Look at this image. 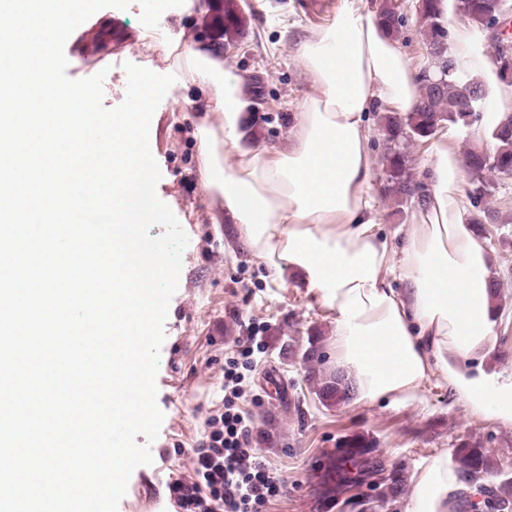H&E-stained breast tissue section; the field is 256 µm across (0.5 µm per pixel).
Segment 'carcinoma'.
Here are the masks:
<instances>
[{
  "instance_id": "carcinoma-1",
  "label": "carcinoma",
  "mask_w": 512,
  "mask_h": 512,
  "mask_svg": "<svg viewBox=\"0 0 512 512\" xmlns=\"http://www.w3.org/2000/svg\"><path fill=\"white\" fill-rule=\"evenodd\" d=\"M501 0H456L455 10L461 16L482 26H490L499 13ZM416 14L421 18L428 54L448 66L443 80L432 73L420 76L419 100L412 112L404 115L390 112L384 117L382 132L385 137L384 181L382 194L396 207L427 205V195L411 167L407 146L415 141H428L435 137L444 125L467 124L469 109L478 103L484 93L478 83L464 79L465 73L457 70L453 59L447 58L448 30L439 22L440 0H417ZM378 19L391 31L398 30L404 20L399 0H381L377 9ZM242 20L236 13L235 0H224V37L233 41L240 32ZM493 62L501 78L512 77V57L503 56L501 41L495 40ZM473 121L478 122L482 113L475 112ZM496 148L492 154L470 149L464 154V168L469 177L468 198L473 208L482 216L473 218L475 224H494L498 216L486 207V198L495 190L494 174L512 175V113L488 132ZM349 382L334 375L325 382L320 393L326 397H344L353 392ZM459 469L465 478L476 483L489 471L490 460L480 449L470 444H460L457 454ZM481 512H512V481H505L496 489L485 490Z\"/></svg>"
}]
</instances>
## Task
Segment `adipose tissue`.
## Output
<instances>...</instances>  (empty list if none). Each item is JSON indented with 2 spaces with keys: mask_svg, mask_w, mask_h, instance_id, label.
<instances>
[{
  "mask_svg": "<svg viewBox=\"0 0 512 512\" xmlns=\"http://www.w3.org/2000/svg\"><path fill=\"white\" fill-rule=\"evenodd\" d=\"M296 55L313 83L287 147L271 151L241 144L240 77L209 53L190 51L223 117L219 128L198 131L208 161L204 187L223 195L225 221L241 225L273 275L294 270L315 294L335 326L336 370L359 399L412 396L440 373L474 415L512 425V379L480 366L494 335L489 259L473 235L447 140L430 152L429 202L400 261L377 232L365 117L378 102L415 109L418 75L409 59L366 0H345L331 23L298 41ZM452 57L479 77L486 94L480 128H494L512 111V85L490 62L483 33L460 29ZM460 487L442 453L420 472L406 512H451Z\"/></svg>",
  "mask_w": 512,
  "mask_h": 512,
  "instance_id": "adipose-tissue-1",
  "label": "adipose tissue"
}]
</instances>
